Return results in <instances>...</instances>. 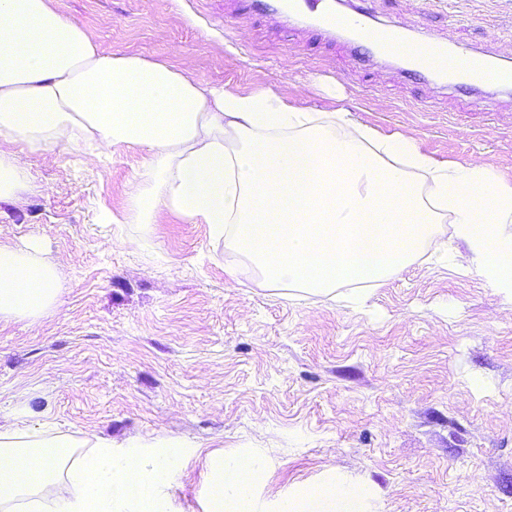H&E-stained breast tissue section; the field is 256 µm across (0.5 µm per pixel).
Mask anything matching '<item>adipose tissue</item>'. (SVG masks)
<instances>
[{"mask_svg":"<svg viewBox=\"0 0 512 512\" xmlns=\"http://www.w3.org/2000/svg\"><path fill=\"white\" fill-rule=\"evenodd\" d=\"M0 138L50 150L87 142L90 160L120 143L147 153L130 224L169 210L207 225L265 283L335 296L379 285L419 257L448 260L452 224L473 262L512 298V182L481 162L440 163L401 134L348 111L288 105L268 90L205 86L160 63L100 50L49 0H0ZM30 187L21 154L0 150V201ZM60 284L38 244L0 246V318L37 323ZM260 460L209 473L212 512H255ZM342 481L284 498L279 512H348Z\"/></svg>","mask_w":512,"mask_h":512,"instance_id":"obj_1","label":"adipose tissue"}]
</instances>
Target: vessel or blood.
<instances>
[{
    "label": "vessel or blood",
    "instance_id": "1",
    "mask_svg": "<svg viewBox=\"0 0 512 512\" xmlns=\"http://www.w3.org/2000/svg\"><path fill=\"white\" fill-rule=\"evenodd\" d=\"M266 9L276 21L309 24L327 36L339 28L349 31L353 43L368 44L384 57L392 56L403 41L398 26H374L370 16L362 11L353 18L339 15L333 0H271ZM422 46L424 56L439 60L434 73L443 84L460 90L473 89L485 82L512 85V69L500 65L492 53L477 55L464 45L451 46L433 35L426 36Z\"/></svg>",
    "mask_w": 512,
    "mask_h": 512
}]
</instances>
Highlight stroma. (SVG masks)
<instances>
[{"mask_svg":"<svg viewBox=\"0 0 512 512\" xmlns=\"http://www.w3.org/2000/svg\"><path fill=\"white\" fill-rule=\"evenodd\" d=\"M406 36L426 32L512 65V0H352ZM107 52L200 84L348 109L440 161L512 181V86L451 91L344 37L270 35L230 0H50ZM24 153L34 191L0 202V244L38 242L62 283L37 324L0 320V427L113 451L181 449L171 512H209L221 457L264 463L257 512L331 481L370 512H512V300L466 245L418 259L365 307L261 286L204 224L169 211L123 223L146 154L89 162L66 143ZM142 247L131 250L128 238Z\"/></svg>","mask_w":512,"mask_h":512,"instance_id":"obj_1","label":"stroma"}]
</instances>
